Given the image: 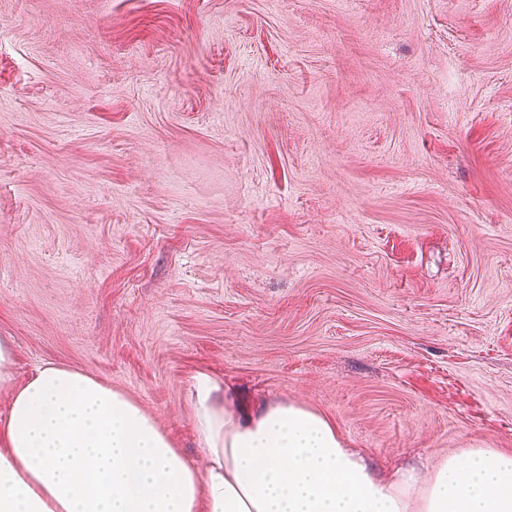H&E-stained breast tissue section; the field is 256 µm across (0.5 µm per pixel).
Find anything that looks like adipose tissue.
<instances>
[{
    "instance_id": "obj_1",
    "label": "adipose tissue",
    "mask_w": 512,
    "mask_h": 512,
    "mask_svg": "<svg viewBox=\"0 0 512 512\" xmlns=\"http://www.w3.org/2000/svg\"><path fill=\"white\" fill-rule=\"evenodd\" d=\"M0 512H512V452L471 448L384 479L324 414L271 401L239 418L205 370L189 384L197 468L124 392L47 364L16 383L0 340Z\"/></svg>"
}]
</instances>
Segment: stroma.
Here are the masks:
<instances>
[{
	"label": "stroma",
	"instance_id": "35a3bbf8",
	"mask_svg": "<svg viewBox=\"0 0 512 512\" xmlns=\"http://www.w3.org/2000/svg\"><path fill=\"white\" fill-rule=\"evenodd\" d=\"M0 336L197 465L196 369L512 452V0H0Z\"/></svg>",
	"mask_w": 512,
	"mask_h": 512
}]
</instances>
